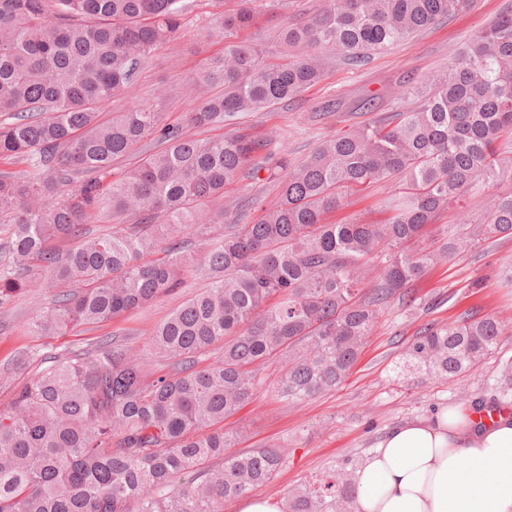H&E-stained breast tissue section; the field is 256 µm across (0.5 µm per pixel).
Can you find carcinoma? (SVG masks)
Here are the masks:
<instances>
[{"mask_svg": "<svg viewBox=\"0 0 512 512\" xmlns=\"http://www.w3.org/2000/svg\"><path fill=\"white\" fill-rule=\"evenodd\" d=\"M252 2L240 0L224 31L252 24ZM470 2L325 0L281 30L289 54L279 63L226 40L194 73L197 105L174 125L135 102L107 119L101 108L177 38L189 0H0V158L27 165L19 178L0 173V304L43 271L60 290L31 332L109 322L186 287L190 238L204 244L211 279L152 332L163 374L112 339L13 386L0 410V512H224V500L272 482L285 464L274 446L224 458L226 417L263 389L288 402L338 389L390 299H406L439 261L512 238L511 187L480 221L448 228L437 249H407L451 204L512 182V154L497 147L512 135V9L413 86L414 106L394 110L393 126L359 125L297 164L240 130L206 141L191 133L287 100L321 82L330 63H361ZM215 85L223 94H211ZM147 139L157 150L106 181ZM262 171L280 183L277 204L217 231L228 209L210 204ZM396 176L404 184L388 200V223L324 222L342 189ZM127 215L139 222L85 230L94 216ZM54 238L72 246L55 251ZM385 249L382 281L360 295L363 265ZM505 329L470 313L426 327L403 369L457 378L496 352ZM277 361L268 385L260 367ZM356 469L353 460L288 490L285 512H353Z\"/></svg>", "mask_w": 512, "mask_h": 512, "instance_id": "1", "label": "carcinoma"}]
</instances>
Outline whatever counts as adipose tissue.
Here are the masks:
<instances>
[{
    "label": "adipose tissue",
    "instance_id": "1",
    "mask_svg": "<svg viewBox=\"0 0 512 512\" xmlns=\"http://www.w3.org/2000/svg\"><path fill=\"white\" fill-rule=\"evenodd\" d=\"M355 479L356 512H512V417L454 406L403 422Z\"/></svg>",
    "mask_w": 512,
    "mask_h": 512
}]
</instances>
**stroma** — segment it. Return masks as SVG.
I'll return each instance as SVG.
<instances>
[{
  "instance_id": "35a3bbf8",
  "label": "stroma",
  "mask_w": 512,
  "mask_h": 512,
  "mask_svg": "<svg viewBox=\"0 0 512 512\" xmlns=\"http://www.w3.org/2000/svg\"><path fill=\"white\" fill-rule=\"evenodd\" d=\"M323 4L324 0H254L253 24L234 32L233 37L257 45L265 61H280L282 27L317 13ZM511 4L512 0H472L465 13L409 37L366 63L335 65L321 83L264 111L241 115L237 126L253 135L271 137L274 152L302 160L326 137L361 122L387 121L394 105L412 107L406 96L408 85L445 69L460 47ZM238 5L239 0H194L177 40L153 50L131 95L113 98L104 105V112L124 110L136 101L160 113L164 122L183 121L195 106L188 80L202 62L222 54L224 40L216 31L225 14ZM370 94L380 103L374 113L359 108ZM396 188V183L378 182L345 190L341 206L327 214L326 220L383 223L389 217L383 202ZM278 193L276 183L250 179L233 182L224 190L227 199L245 206L252 217L258 216L260 207L273 204ZM489 202L486 194L466 198L457 210L443 213L429 225L415 241V248L434 247L450 226L479 219ZM184 255L190 269L186 288L118 319L81 326L59 336H34L28 331L29 322L53 295L47 286L48 275L38 274V287L0 307V373L8 374L17 384L55 356L112 338L142 358L149 370L164 373L163 362L149 346L152 331L186 296L209 284L208 276L199 271V246L187 244ZM508 264H512V238L488 240L459 254L453 262L429 267L410 283V303L394 299L381 309L358 363L335 392L305 402L283 401L265 392L225 419V430L236 436L234 451L276 445L287 458L277 478L256 488V495L284 500L289 489L311 475L349 459L366 458L399 423L430 416L446 406H470L496 396L499 364L512 360V331L505 333L496 354L460 380L400 376L395 367L419 331L433 324H448L464 312L494 315L512 323V281L499 273Z\"/></svg>"
}]
</instances>
